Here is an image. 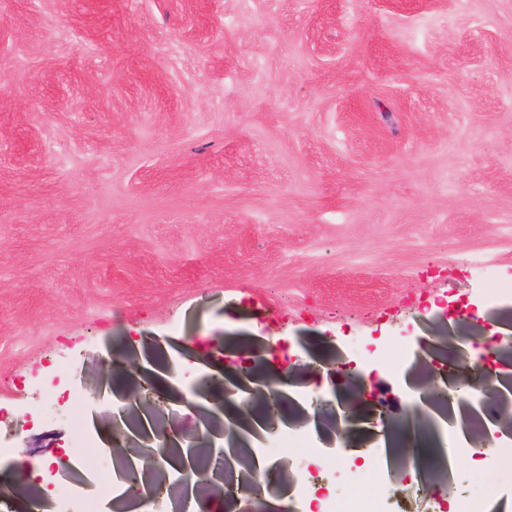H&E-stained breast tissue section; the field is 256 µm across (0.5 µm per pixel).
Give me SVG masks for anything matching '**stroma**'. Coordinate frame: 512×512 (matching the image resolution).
<instances>
[{
    "instance_id": "1",
    "label": "stroma",
    "mask_w": 512,
    "mask_h": 512,
    "mask_svg": "<svg viewBox=\"0 0 512 512\" xmlns=\"http://www.w3.org/2000/svg\"><path fill=\"white\" fill-rule=\"evenodd\" d=\"M457 301L481 325L439 321ZM506 309L512 0H0V440L30 469L96 445L134 382L114 337L274 336L309 400L374 346L359 415L398 421L427 369L391 343L453 350ZM339 426L306 447L346 457ZM452 461L462 495L512 496ZM384 487L426 512L397 466Z\"/></svg>"
}]
</instances>
